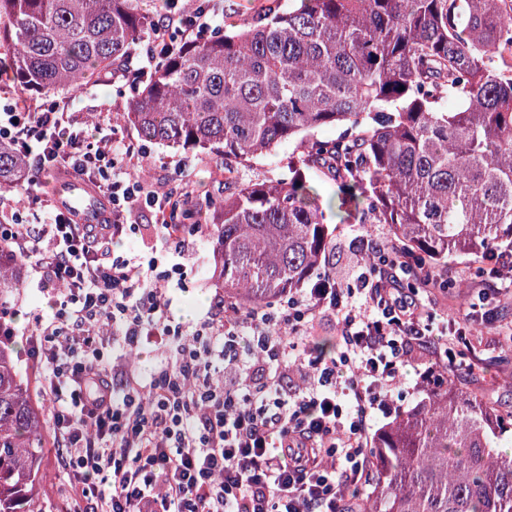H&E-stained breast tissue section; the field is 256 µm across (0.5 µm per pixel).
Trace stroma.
<instances>
[{"label": "stroma", "instance_id": "35a3bbf8", "mask_svg": "<svg viewBox=\"0 0 512 512\" xmlns=\"http://www.w3.org/2000/svg\"><path fill=\"white\" fill-rule=\"evenodd\" d=\"M132 92L124 81L97 83L78 94H65L64 99L74 120L96 121L98 125L113 130L116 137L136 144L140 138L136 130L123 123L119 115L126 111ZM298 143H286L271 153L250 162L237 165L235 178L239 182L251 180H278L288 174V161L302 156ZM147 179L161 193L182 190L188 192L194 206L202 214L198 234V251L191 268L181 284L170 290V314L180 322L190 325L203 318L217 293L210 279L213 263V246L210 229L217 217L213 206L224 178V162L205 152L171 151L154 145L143 162ZM359 235L373 236L390 243L394 236L384 224H340L333 235V246L327 251L325 264L341 286L352 284L362 256L354 239ZM452 283L447 289L428 288L422 297L441 319H464L471 314V292L485 276L484 263L472 258H457L448 263ZM37 279L32 270H25L23 284L14 301L0 311V321L14 330L12 347L18 359L21 374L28 378L35 403L48 408L49 402L40 393L41 373L29 360L26 333L30 327V313L45 306V300L36 287ZM452 375L459 384L485 385V396L498 408L512 409V299L506 300L496 323L479 324L468 336L465 344L457 348V363ZM45 472L48 486L42 500L43 512H64L69 487L63 476L61 453L48 448L45 453Z\"/></svg>", "mask_w": 512, "mask_h": 512}]
</instances>
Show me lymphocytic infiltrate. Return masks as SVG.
Instances as JSON below:
<instances>
[{
    "label": "lymphocytic infiltrate",
    "mask_w": 512,
    "mask_h": 512,
    "mask_svg": "<svg viewBox=\"0 0 512 512\" xmlns=\"http://www.w3.org/2000/svg\"><path fill=\"white\" fill-rule=\"evenodd\" d=\"M213 0L168 7L153 29L152 54L214 34ZM0 142L37 174L67 171L107 197L112 218L79 224L53 201L26 206L0 197V239L30 260L48 311L32 316V360L49 417L66 453L69 512H338L346 490L372 477L370 430L392 417L402 372L415 348L431 350L417 388L455 362L465 327L432 314L415 286L441 280L425 260L365 236L353 285L324 276L277 303L227 315L216 299L188 326L169 313L170 281L185 275L198 225L179 224L172 195L128 171L145 155L72 120L64 100L28 106L0 88ZM152 212L164 248L116 254L112 241L138 233ZM333 317L339 357L298 344L314 317ZM161 361L141 374L126 360L150 338ZM118 347L105 360V343ZM299 373L303 383L286 378Z\"/></svg>",
    "instance_id": "lymphocytic-infiltrate-1"
}]
</instances>
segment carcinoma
Listing matches in <instances>:
<instances>
[{"instance_id":"obj_1","label":"carcinoma","mask_w":512,"mask_h":512,"mask_svg":"<svg viewBox=\"0 0 512 512\" xmlns=\"http://www.w3.org/2000/svg\"><path fill=\"white\" fill-rule=\"evenodd\" d=\"M144 0H0V82L26 100L77 93L151 36ZM404 90H399V87ZM141 140L224 158V177L298 142L288 178L217 203L216 272L242 310L324 274L333 230L387 224L433 262L512 244V0H300L159 58L129 102ZM344 126L321 142L315 131ZM336 181L320 202L306 170ZM27 191L0 145V189ZM26 258L0 241V304ZM512 412L445 383L377 438L362 512H512ZM50 439L0 342V512H42Z\"/></svg>"}]
</instances>
